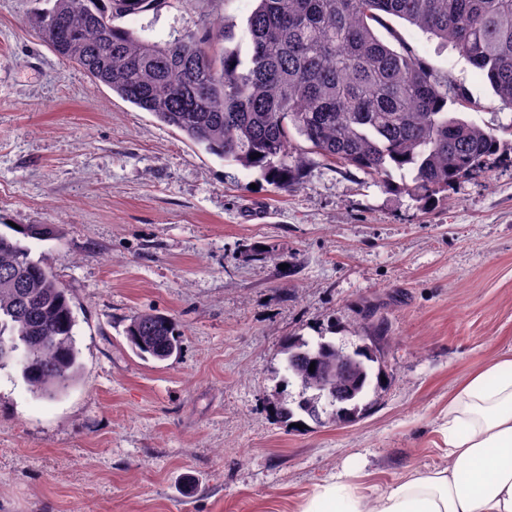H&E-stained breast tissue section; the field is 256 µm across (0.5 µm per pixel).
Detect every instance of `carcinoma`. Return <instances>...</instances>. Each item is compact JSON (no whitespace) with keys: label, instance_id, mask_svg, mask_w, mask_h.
<instances>
[{"label":"carcinoma","instance_id":"cac0c4a2","mask_svg":"<svg viewBox=\"0 0 512 512\" xmlns=\"http://www.w3.org/2000/svg\"><path fill=\"white\" fill-rule=\"evenodd\" d=\"M28 18L41 41L79 66L97 85L151 113L193 145L256 169L288 191L299 184L312 153L384 177L393 166L410 175L419 196L448 190L462 177L512 152L494 131L448 111L456 98L449 75L415 50H394L376 32L396 18L449 44L512 109V0H258L247 17L242 52L232 27L176 31L151 40L119 21L167 0H51ZM372 335L349 351L325 337H289L283 345L287 382L298 386L286 421H319L352 410L381 374L385 318L365 306ZM71 293L50 268L30 256L21 238L0 233V371L17 367L30 391L55 399L76 379L80 351ZM132 352L163 362L178 354L181 334L161 313L131 316ZM330 362L339 379L323 381ZM314 371H309L310 364Z\"/></svg>","mask_w":512,"mask_h":512}]
</instances>
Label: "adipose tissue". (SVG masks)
Here are the masks:
<instances>
[{"label": "adipose tissue", "mask_w": 512, "mask_h": 512, "mask_svg": "<svg viewBox=\"0 0 512 512\" xmlns=\"http://www.w3.org/2000/svg\"><path fill=\"white\" fill-rule=\"evenodd\" d=\"M448 465L355 494L349 471L319 485L303 512H512V356L484 363L448 395Z\"/></svg>", "instance_id": "1"}]
</instances>
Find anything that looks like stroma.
Masks as SVG:
<instances>
[{
  "instance_id": "obj_1",
  "label": "stroma",
  "mask_w": 512,
  "mask_h": 512,
  "mask_svg": "<svg viewBox=\"0 0 512 512\" xmlns=\"http://www.w3.org/2000/svg\"><path fill=\"white\" fill-rule=\"evenodd\" d=\"M43 6L0 0V233L52 228L28 245L71 291L82 368L53 401L0 371V512H300L345 469L366 495L447 465L449 392L512 351V164L426 199L313 154L275 190L59 59L26 22ZM127 25L162 40L201 15L167 0ZM390 25L449 73L452 111L512 141L464 57ZM369 303L389 336L371 409L288 430L270 408L298 391L284 340L355 347ZM150 309L182 334L164 362L124 336Z\"/></svg>"
}]
</instances>
